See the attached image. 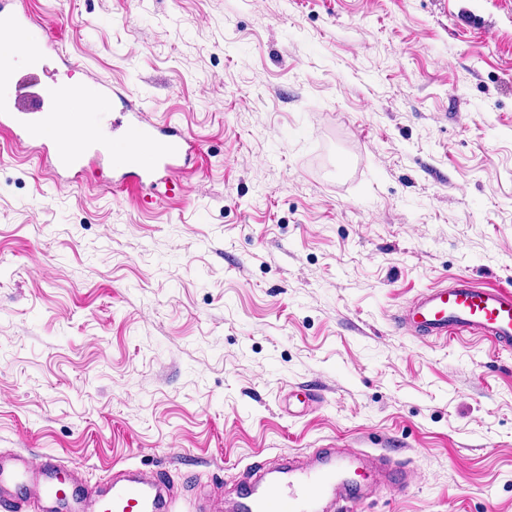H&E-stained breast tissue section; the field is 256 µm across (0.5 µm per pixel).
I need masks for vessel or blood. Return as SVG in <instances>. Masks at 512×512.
I'll return each instance as SVG.
<instances>
[{
	"label": "vessel or blood",
	"mask_w": 512,
	"mask_h": 512,
	"mask_svg": "<svg viewBox=\"0 0 512 512\" xmlns=\"http://www.w3.org/2000/svg\"><path fill=\"white\" fill-rule=\"evenodd\" d=\"M11 14L0 29V129L33 146L50 175L80 177L89 167L112 171V186L134 194L142 207L160 186L185 172L200 145L180 125L153 119L128 93L98 78L75 87L52 80L22 106L19 73L47 75L54 43L20 0H0ZM412 333L434 339L468 335L501 350L512 348V290L483 288L465 279L421 293L400 317ZM402 472L384 453L320 449L305 463L290 460L277 476H256L236 493L234 512H346L372 488L399 484ZM172 491L162 471L119 470L90 488L55 457L16 451L0 457V512H168Z\"/></svg>",
	"instance_id": "obj_1"
}]
</instances>
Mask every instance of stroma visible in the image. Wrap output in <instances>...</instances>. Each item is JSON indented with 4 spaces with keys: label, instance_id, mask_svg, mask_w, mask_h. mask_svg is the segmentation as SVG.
<instances>
[{
    "label": "stroma",
    "instance_id": "stroma-1",
    "mask_svg": "<svg viewBox=\"0 0 512 512\" xmlns=\"http://www.w3.org/2000/svg\"><path fill=\"white\" fill-rule=\"evenodd\" d=\"M72 67L202 146L141 208L0 131V451L177 512L249 465L386 452L351 512H512V350L418 337L423 290L512 287V0H26Z\"/></svg>",
    "mask_w": 512,
    "mask_h": 512
}]
</instances>
